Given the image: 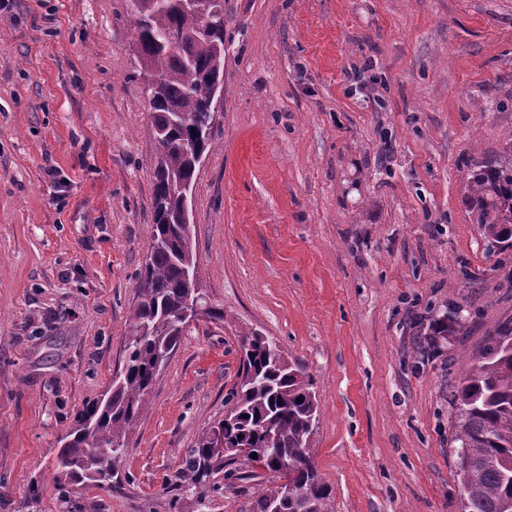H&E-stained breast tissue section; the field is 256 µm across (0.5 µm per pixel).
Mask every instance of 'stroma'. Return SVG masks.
Listing matches in <instances>:
<instances>
[{
	"mask_svg": "<svg viewBox=\"0 0 512 512\" xmlns=\"http://www.w3.org/2000/svg\"><path fill=\"white\" fill-rule=\"evenodd\" d=\"M224 110L191 222L210 305L184 329L85 512L198 503L180 464L223 419L239 335L312 376L328 512H462L451 391L512 320V248L466 186L512 138V0H224ZM127 0L0 10V512H61L58 441L123 358L153 222L156 144ZM457 307L461 335L420 332Z\"/></svg>",
	"mask_w": 512,
	"mask_h": 512,
	"instance_id": "35a3bbf8",
	"label": "stroma"
}]
</instances>
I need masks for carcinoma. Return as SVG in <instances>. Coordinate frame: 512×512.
<instances>
[{"label": "carcinoma", "mask_w": 512, "mask_h": 512, "mask_svg": "<svg viewBox=\"0 0 512 512\" xmlns=\"http://www.w3.org/2000/svg\"><path fill=\"white\" fill-rule=\"evenodd\" d=\"M129 9L158 145L151 250L130 308L121 371L104 397L78 414L57 453L64 512H71V485L112 488L124 465L126 437L146 411L156 365L180 343L182 316L195 298L185 278V270L196 267L194 239L184 223L194 157L211 148V115L224 86V0L198 9L182 0H130ZM175 33L183 36L179 46L171 42ZM153 75L158 81H150ZM466 181L481 203L479 224L489 246L511 239L512 138L494 160L469 169ZM239 348L242 369L227 399L230 409L182 460L198 503H204L216 473L234 482L255 477L215 453L212 435L220 431L224 447L248 449L243 460L272 475L271 485L258 491L253 512H266L271 504L281 512H328L330 492L310 448L320 415L313 379L260 331L241 333ZM452 406L463 512H512V321L469 360ZM295 459V467L282 469V461Z\"/></svg>", "instance_id": "carcinoma-1"}]
</instances>
